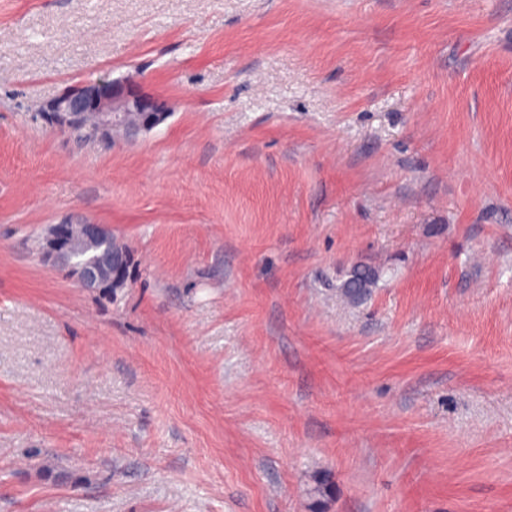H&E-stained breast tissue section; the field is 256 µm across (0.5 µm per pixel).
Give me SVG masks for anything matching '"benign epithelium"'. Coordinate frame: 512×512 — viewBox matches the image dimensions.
I'll use <instances>...</instances> for the list:
<instances>
[{
	"mask_svg": "<svg viewBox=\"0 0 512 512\" xmlns=\"http://www.w3.org/2000/svg\"><path fill=\"white\" fill-rule=\"evenodd\" d=\"M170 115L165 99L145 92L131 79L107 77L64 89L36 109V118L60 133L112 143L134 141ZM44 255L67 266L88 291L125 284L128 255L115 248L108 224H55L45 239Z\"/></svg>",
	"mask_w": 512,
	"mask_h": 512,
	"instance_id": "obj_1",
	"label": "benign epithelium"
}]
</instances>
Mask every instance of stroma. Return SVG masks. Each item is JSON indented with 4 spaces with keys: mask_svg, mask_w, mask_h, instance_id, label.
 <instances>
[{
    "mask_svg": "<svg viewBox=\"0 0 512 512\" xmlns=\"http://www.w3.org/2000/svg\"><path fill=\"white\" fill-rule=\"evenodd\" d=\"M0 512H512V0H0ZM34 112L60 133L112 144L134 141L171 115L166 99L145 92L134 80L107 77L64 89ZM112 228L95 222L63 223L51 227L44 255L69 268L81 288L101 291L125 284L128 255L114 247ZM95 249L85 255L88 250ZM378 278H379V275H377V273L369 267H365V266L354 267L351 270V272L348 276V279L341 286L340 293L343 296L350 299L352 296V292L354 291V288H359L360 294L358 297H361L363 295L366 296L370 290V289L368 290V288L375 287V285L378 282ZM363 281H367V282L362 283ZM367 290H368V292H367Z\"/></svg>",
    "mask_w": 512,
    "mask_h": 512,
    "instance_id": "stroma-1",
    "label": "stroma"
}]
</instances>
